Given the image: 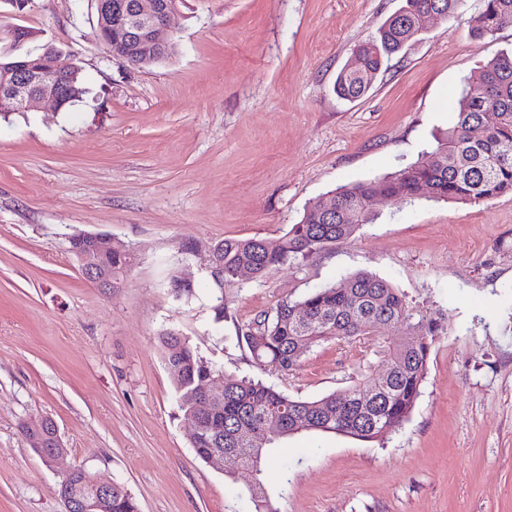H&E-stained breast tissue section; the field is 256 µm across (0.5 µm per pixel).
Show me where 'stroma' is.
<instances>
[{
    "label": "stroma",
    "instance_id": "obj_1",
    "mask_svg": "<svg viewBox=\"0 0 512 512\" xmlns=\"http://www.w3.org/2000/svg\"><path fill=\"white\" fill-rule=\"evenodd\" d=\"M402 0H181L176 51L148 66L109 58L96 0H30L0 23L82 69L65 111L0 119V512H64L53 489L79 465L125 486L140 512H255L252 477L198 459L159 336L173 329L226 375L256 374L235 328L312 288L367 270L427 313L448 315L414 409L380 442L335 433L281 439L266 463L275 512H512V193L480 202L379 200L347 243L263 281L241 277L216 319L204 255L188 242L277 240L314 200L414 162L456 120L463 78L512 48V27L472 35L434 20L369 91L336 75ZM134 250L119 288L86 281L73 232ZM195 283L178 298L167 280ZM386 329L327 342L270 381L317 399L381 369ZM55 421L51 468L19 425Z\"/></svg>",
    "mask_w": 512,
    "mask_h": 512
}]
</instances>
